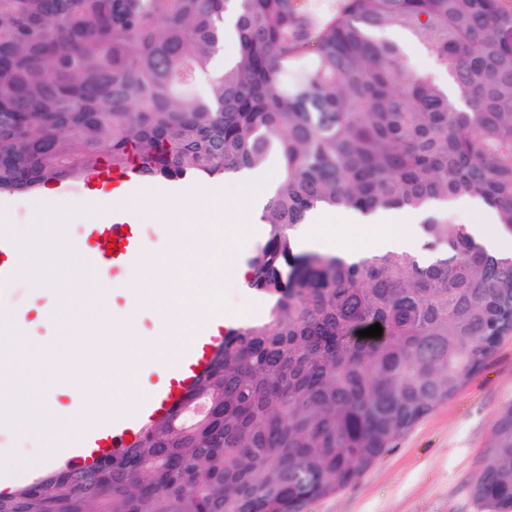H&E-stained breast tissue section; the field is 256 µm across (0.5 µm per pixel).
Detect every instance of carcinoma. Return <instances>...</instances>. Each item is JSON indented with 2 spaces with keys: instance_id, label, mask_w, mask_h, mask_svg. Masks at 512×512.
<instances>
[{
  "instance_id": "carcinoma-1",
  "label": "carcinoma",
  "mask_w": 512,
  "mask_h": 512,
  "mask_svg": "<svg viewBox=\"0 0 512 512\" xmlns=\"http://www.w3.org/2000/svg\"><path fill=\"white\" fill-rule=\"evenodd\" d=\"M396 32L436 70L411 69ZM272 159L247 265L275 299L224 331L188 394L210 412L176 411L119 456L0 495V512H302L512 333V256L451 214L478 199L512 235L506 0H0V194L103 165L220 180ZM321 210L422 212L434 259L301 247ZM472 492L512 512V404Z\"/></svg>"
}]
</instances>
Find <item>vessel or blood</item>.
I'll use <instances>...</instances> for the list:
<instances>
[{
  "label": "vessel or blood",
  "instance_id": "vessel-or-blood-1",
  "mask_svg": "<svg viewBox=\"0 0 512 512\" xmlns=\"http://www.w3.org/2000/svg\"><path fill=\"white\" fill-rule=\"evenodd\" d=\"M99 187H110L112 218L105 224L82 225L76 240L87 277L86 288L101 287L103 278H110L113 287H124L126 274L146 256L141 237L130 230L133 204L141 182L130 174L102 170L94 178ZM117 248H109V241ZM18 246L9 225L0 226V332H13L27 320L24 306L16 301V290L25 275L14 256ZM224 346L223 325L200 328L191 341L166 363L167 376L161 386L146 387L133 413L119 418L84 421L78 441H71L68 432L56 437L63 448L62 461L68 468H85L102 456L118 454L138 440L152 422L171 415L186 404V395L194 383L212 366L216 354Z\"/></svg>",
  "mask_w": 512,
  "mask_h": 512
}]
</instances>
